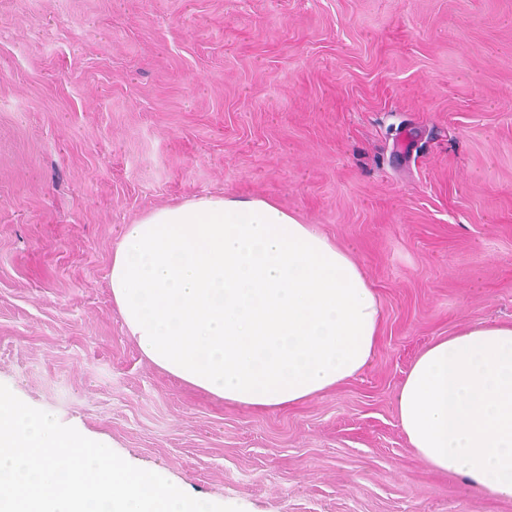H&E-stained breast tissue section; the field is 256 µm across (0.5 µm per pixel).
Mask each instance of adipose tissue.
Returning a JSON list of instances; mask_svg holds the SVG:
<instances>
[{"label": "adipose tissue", "instance_id": "ef3b65f1", "mask_svg": "<svg viewBox=\"0 0 512 512\" xmlns=\"http://www.w3.org/2000/svg\"><path fill=\"white\" fill-rule=\"evenodd\" d=\"M110 286L152 363L257 409L354 378L379 337L380 304L350 250L266 199L204 194L146 214L124 229ZM396 402L429 468L512 500V325L436 341Z\"/></svg>", "mask_w": 512, "mask_h": 512}]
</instances>
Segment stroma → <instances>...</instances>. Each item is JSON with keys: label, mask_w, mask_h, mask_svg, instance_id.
Returning <instances> with one entry per match:
<instances>
[{"label": "stroma", "mask_w": 512, "mask_h": 512, "mask_svg": "<svg viewBox=\"0 0 512 512\" xmlns=\"http://www.w3.org/2000/svg\"><path fill=\"white\" fill-rule=\"evenodd\" d=\"M353 249L381 306L356 378L228 404L112 301L124 225L201 193ZM512 323V0H0V384L243 512H512L410 448L414 359Z\"/></svg>", "instance_id": "35a3bbf8"}]
</instances>
